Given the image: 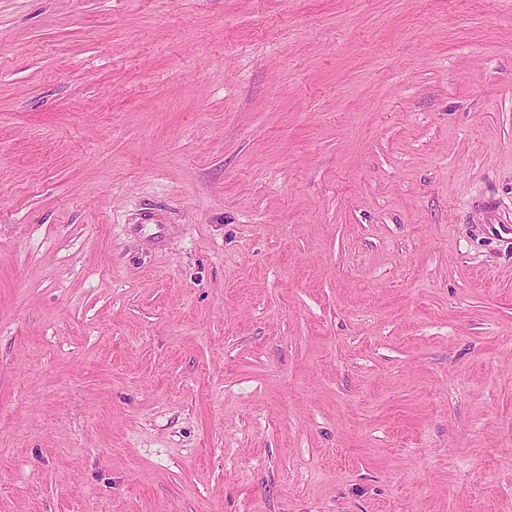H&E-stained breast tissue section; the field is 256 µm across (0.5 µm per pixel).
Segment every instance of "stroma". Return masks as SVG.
<instances>
[{
	"label": "stroma",
	"mask_w": 512,
	"mask_h": 512,
	"mask_svg": "<svg viewBox=\"0 0 512 512\" xmlns=\"http://www.w3.org/2000/svg\"><path fill=\"white\" fill-rule=\"evenodd\" d=\"M0 512H512V0H0Z\"/></svg>",
	"instance_id": "35a3bbf8"
}]
</instances>
